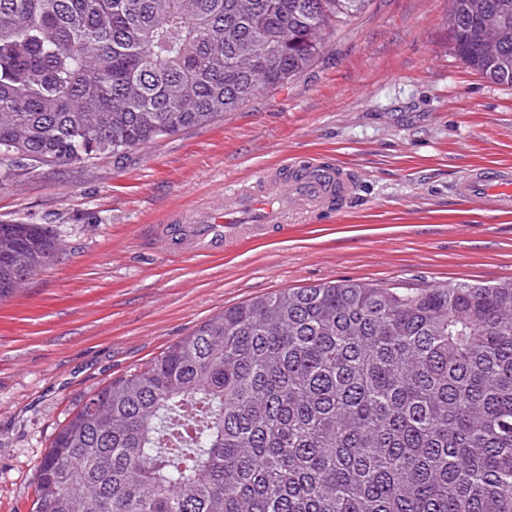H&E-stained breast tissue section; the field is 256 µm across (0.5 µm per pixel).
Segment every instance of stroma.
I'll use <instances>...</instances> for the list:
<instances>
[{
	"label": "stroma",
	"mask_w": 512,
	"mask_h": 512,
	"mask_svg": "<svg viewBox=\"0 0 512 512\" xmlns=\"http://www.w3.org/2000/svg\"><path fill=\"white\" fill-rule=\"evenodd\" d=\"M295 156L351 170L356 194L216 259H181L157 234ZM484 164L512 166V86L456 56L447 0H369L316 64L209 125L0 182V223L46 224L62 243L0 300V512H30L35 469L85 395L226 309L330 281L512 279V213L452 189Z\"/></svg>",
	"instance_id": "1"
}]
</instances>
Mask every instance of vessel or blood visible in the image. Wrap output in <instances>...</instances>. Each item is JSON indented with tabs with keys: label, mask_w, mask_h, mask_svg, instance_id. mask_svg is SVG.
<instances>
[{
	"label": "vessel or blood",
	"mask_w": 512,
	"mask_h": 512,
	"mask_svg": "<svg viewBox=\"0 0 512 512\" xmlns=\"http://www.w3.org/2000/svg\"><path fill=\"white\" fill-rule=\"evenodd\" d=\"M356 188L342 166L300 158L263 172L251 184L225 190L219 211L181 209L165 236L185 259L219 257L237 240L279 235L289 214L339 210ZM454 192L470 202L512 212V169L471 171L455 183Z\"/></svg>",
	"instance_id": "1"
}]
</instances>
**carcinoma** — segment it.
Here are the masks:
<instances>
[{
	"label": "carcinoma",
	"mask_w": 512,
	"mask_h": 512,
	"mask_svg": "<svg viewBox=\"0 0 512 512\" xmlns=\"http://www.w3.org/2000/svg\"><path fill=\"white\" fill-rule=\"evenodd\" d=\"M512 85V0H449ZM368 0H0V180L205 126L321 58ZM60 250L0 224V299ZM31 512H512V280L288 288L84 396Z\"/></svg>",
	"instance_id": "1"
}]
</instances>
